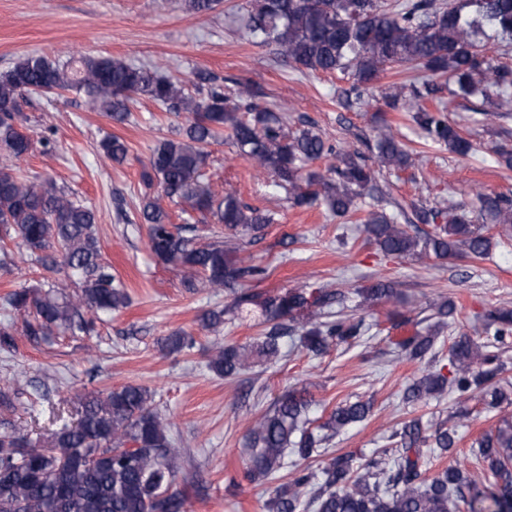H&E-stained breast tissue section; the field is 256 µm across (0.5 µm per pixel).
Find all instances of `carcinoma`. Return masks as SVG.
I'll use <instances>...</instances> for the list:
<instances>
[{
  "mask_svg": "<svg viewBox=\"0 0 512 512\" xmlns=\"http://www.w3.org/2000/svg\"><path fill=\"white\" fill-rule=\"evenodd\" d=\"M248 38L273 49L292 68L316 74H341L347 86L340 103L357 111L368 106L372 90L388 69L422 70L426 77L394 86L387 106L412 113L413 122L437 146L466 155L470 142L448 120L443 106L424 101L442 90L440 80L453 84L463 100L481 99L499 109L512 89V67L484 55L485 42L512 40V0H252L246 22ZM57 88L84 96L89 108L122 124L130 116L133 97L147 98L169 112H185L189 120L178 137L159 142L142 172L147 186L158 183L166 196L193 212L210 214L224 225L228 238L261 232L276 221V212L242 203L233 193L219 197L202 183L209 154L206 146L227 130L241 156L274 177V186L288 192L295 206L318 205L336 217H352L377 199L378 187L368 158L323 137L315 123L292 130L276 110L253 101L249 85L225 92L220 78L200 77L195 90L178 78L152 67L112 57H81L64 62L29 55L0 75V155L11 164L0 167V240L16 238L37 256L43 269L54 272L58 253L78 290L65 285L42 291L20 287L7 305L25 316L23 332L34 340L61 333L94 332L85 311H116L127 306L124 285L101 256L96 213L81 205L51 180L39 183L19 174L14 162L31 150V139L19 123V96L30 89ZM103 156L116 164L128 147L117 136L99 143ZM375 161L403 171L412 151L394 135L389 124L377 129ZM336 166L326 177L307 169L327 157ZM417 220L433 226L419 233L385 211L373 210L365 220L369 239L386 257L450 259L465 252L488 256L491 237L471 224L466 208L418 209ZM478 215L495 224H512V199L495 193L478 196ZM140 219L147 226L150 250L161 260L203 277L210 288L233 294L229 307L210 309L200 318L202 328L217 332L224 316L256 309L264 329L244 344L216 343L208 368L232 378L257 362L281 355L283 340L298 332L300 347L323 355L333 344L360 337L363 320L333 313L334 303L347 296L330 288H291L280 292L243 289L266 269L236 255L224 242L200 245L174 230L169 212L158 199L146 196ZM397 283L378 281L360 288V304L373 307L397 297ZM429 308L440 320L434 328L404 336L395 343L399 359L427 361L426 374L404 392L407 402L439 398L446 391L464 404L480 393L490 409L508 399L492 382L503 371L498 346L512 338V310L495 308L485 316L486 336L477 342L456 339L449 349L452 371L437 367V339L444 319L455 305L445 299ZM195 339L183 332L165 338L171 351L191 349ZM313 404L307 389L281 396L255 420L247 441L251 448L244 477L254 483H276L265 503L267 512H512V417L502 418L495 431L476 440L475 464L483 466L488 484L472 480L466 467L450 465L428 475L435 450L454 446L444 425L432 432L413 419L394 431L396 448L368 457L335 456L320 470L307 461L320 455L347 427L366 419L371 402L339 404L311 430L307 413ZM19 392L0 388V410L13 413ZM78 420L47 436L33 438L21 429L0 433V512H188L185 460L172 445L169 423L152 407L149 390L128 384L77 396ZM294 456L289 476L281 475L288 455ZM184 487H177L178 481Z\"/></svg>",
  "mask_w": 512,
  "mask_h": 512,
  "instance_id": "cac0c4a2",
  "label": "carcinoma"
}]
</instances>
